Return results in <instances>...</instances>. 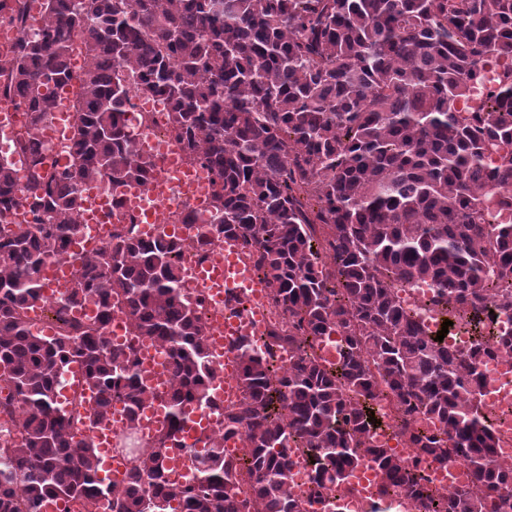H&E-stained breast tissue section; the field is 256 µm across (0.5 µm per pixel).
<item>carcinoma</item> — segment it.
Returning a JSON list of instances; mask_svg holds the SVG:
<instances>
[{"label":"carcinoma","mask_w":512,"mask_h":512,"mask_svg":"<svg viewBox=\"0 0 512 512\" xmlns=\"http://www.w3.org/2000/svg\"><path fill=\"white\" fill-rule=\"evenodd\" d=\"M0 22L25 30L26 0H0ZM92 60L80 77L70 171L47 167L33 135L55 99L41 90L71 80L73 47ZM504 61L478 109L458 104ZM135 65L137 84L114 80ZM134 93L162 94L188 159L214 174L215 224L192 242L231 236L264 274L288 329L272 325L267 348L288 349L279 373L250 340L237 345L242 399L224 409L222 436L194 457L189 481L165 477L186 409L212 406L202 301L180 297L184 241L116 234L85 260L53 308L61 336L35 334L24 311L43 300L42 267L68 254L78 232L80 186L101 176L145 183L153 162L137 152L126 113ZM0 97L23 109L16 140L27 174L0 159V369L9 408L24 415L13 447L0 451V512L74 500L84 512H302L288 492L289 455L315 460L313 495L347 481L369 455L382 497L401 489L417 512H498L512 498V467L472 400L478 364L512 335L490 339L465 362L427 335L398 299L399 284L427 282L474 329L491 330L490 308L512 307V0H49L40 31L0 55ZM27 207L34 224L2 219ZM96 298V321L69 308ZM132 331L159 341L171 360L169 423L139 453L125 485L100 476L91 438L74 439L56 409L58 376L76 358L103 421L112 397L136 423L153 398L135 349L105 335L117 303ZM336 336L341 362L325 364L316 342ZM393 399L399 434L416 449L411 466L371 444L373 401ZM440 425L429 434L420 418ZM240 436L245 458L224 454ZM472 470L478 491L431 489L421 464ZM252 498L239 499L243 476Z\"/></svg>","instance_id":"cac0c4a2"}]
</instances>
